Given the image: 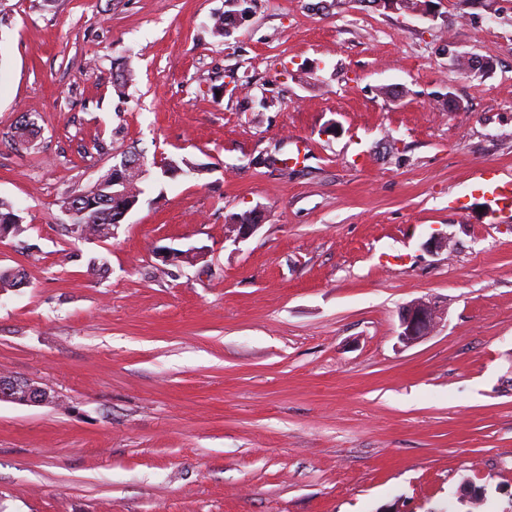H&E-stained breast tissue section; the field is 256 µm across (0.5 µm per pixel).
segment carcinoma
<instances>
[{"label":"carcinoma","mask_w":512,"mask_h":512,"mask_svg":"<svg viewBox=\"0 0 512 512\" xmlns=\"http://www.w3.org/2000/svg\"><path fill=\"white\" fill-rule=\"evenodd\" d=\"M37 136L34 125L17 121L13 141L21 146L30 144ZM141 179L133 173L114 167L102 175L88 190L69 194L60 200V208L84 212L79 226L71 229L82 239H107L112 237V227L124 221V213L140 202L143 190ZM23 217L10 201L0 198V224L15 225L20 232ZM23 273L13 268H0V290L22 284Z\"/></svg>","instance_id":"1"}]
</instances>
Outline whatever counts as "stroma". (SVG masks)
Segmentation results:
<instances>
[{"mask_svg": "<svg viewBox=\"0 0 512 512\" xmlns=\"http://www.w3.org/2000/svg\"><path fill=\"white\" fill-rule=\"evenodd\" d=\"M227 9L0 0V374L57 396L0 401V512H512V223L472 177L512 175V0ZM135 151L146 203L76 238L60 198ZM22 223L23 217L20 215V211L15 208L13 203L1 197L0 224L2 226L0 227V238L5 237L14 226L15 233L20 232ZM441 315L442 310L435 302L415 300L409 303L401 313L399 341L409 346L426 338Z\"/></svg>", "mask_w": 512, "mask_h": 512, "instance_id": "stroma-1", "label": "stroma"}]
</instances>
